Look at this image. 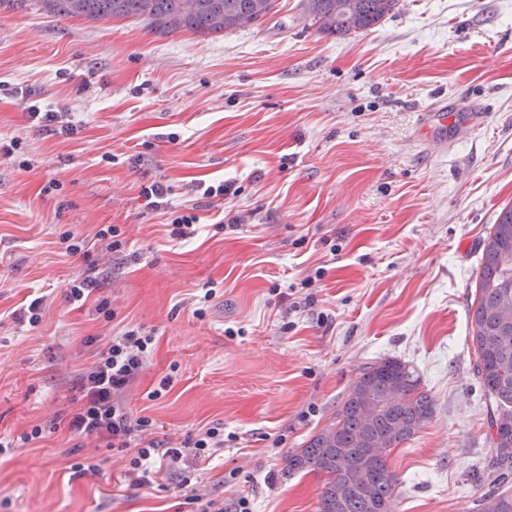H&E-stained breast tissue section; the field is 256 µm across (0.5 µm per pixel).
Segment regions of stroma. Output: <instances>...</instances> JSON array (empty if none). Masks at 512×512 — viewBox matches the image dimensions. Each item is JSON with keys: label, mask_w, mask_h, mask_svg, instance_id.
<instances>
[{"label": "stroma", "mask_w": 512, "mask_h": 512, "mask_svg": "<svg viewBox=\"0 0 512 512\" xmlns=\"http://www.w3.org/2000/svg\"><path fill=\"white\" fill-rule=\"evenodd\" d=\"M439 99L447 126L422 129ZM29 100L77 134L34 132ZM471 112L485 120L460 135ZM442 133L447 150L431 149ZM0 136L22 140L0 161V434L70 412L78 374L130 325L154 338L125 393L152 440L224 427L223 450L145 487L126 475L133 449L47 435L0 456V512H194L192 491L229 510L244 495L250 512H318L322 475L283 473V459L385 357L413 365L435 404L388 458L392 512H477L492 447L469 312L480 244L512 204V0H402L340 38L304 0L221 36L5 5ZM222 180L238 195L189 191ZM153 181L199 216L190 242L171 246L169 215L141 197ZM101 224L120 225L126 251L91 247L112 276L77 309L65 286L85 265L58 235ZM34 288L46 302L32 328L13 313ZM88 456L98 474L74 477Z\"/></svg>", "instance_id": "35a3bbf8"}]
</instances>
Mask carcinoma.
Listing matches in <instances>:
<instances>
[{
	"instance_id": "carcinoma-1",
	"label": "carcinoma",
	"mask_w": 512,
	"mask_h": 512,
	"mask_svg": "<svg viewBox=\"0 0 512 512\" xmlns=\"http://www.w3.org/2000/svg\"><path fill=\"white\" fill-rule=\"evenodd\" d=\"M41 7L61 18L142 20L159 35H208L260 25L276 0H41ZM398 9L399 0H306L318 31L340 37L363 33ZM481 248L471 303L474 370L491 403L495 456L488 473L494 488L480 497L479 512H512V493L497 488L512 470V205L501 210ZM434 411L414 366L382 358L361 370L336 421L288 454L284 470L324 476L319 512H379L392 504L399 485L388 456L412 440ZM348 468L362 470L364 486H346Z\"/></svg>"
}]
</instances>
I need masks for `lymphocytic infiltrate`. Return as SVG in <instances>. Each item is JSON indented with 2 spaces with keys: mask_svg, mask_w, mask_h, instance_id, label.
<instances>
[{
  "mask_svg": "<svg viewBox=\"0 0 512 512\" xmlns=\"http://www.w3.org/2000/svg\"><path fill=\"white\" fill-rule=\"evenodd\" d=\"M141 194L160 208L170 210L173 241L184 242L194 238L199 230V218L195 213L174 209L170 189L161 183L141 185ZM87 241L78 233L67 230L59 235V243L68 256L85 259L88 269L81 276L69 280L65 299L70 304H85L99 290L108 275L99 271L90 258ZM153 338L137 327H129L98 349L90 367L80 373L75 387L80 396L72 414L55 417L48 424H37L17 437L0 436V455L42 439L45 433L65 431L80 439H97L107 447L123 449L132 440L142 436L153 426L148 417L132 418L121 396L124 390L143 371L149 356ZM224 446V429L220 426L207 428L198 438L181 445L144 442L137 448L128 463L127 474L140 486L152 483L157 466L178 467L186 457L199 460L210 458Z\"/></svg>",
  "mask_w": 512,
  "mask_h": 512,
  "instance_id": "1",
  "label": "lymphocytic infiltrate"
}]
</instances>
